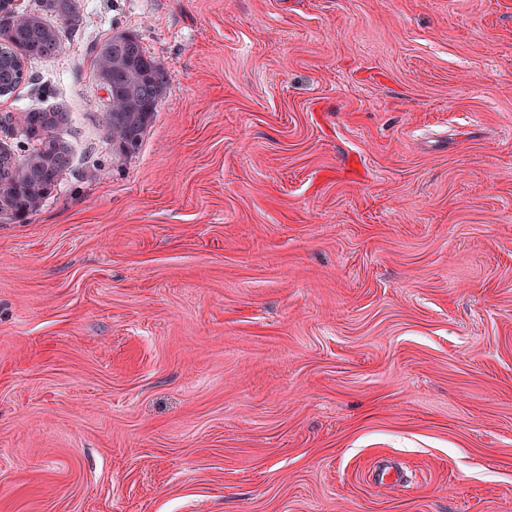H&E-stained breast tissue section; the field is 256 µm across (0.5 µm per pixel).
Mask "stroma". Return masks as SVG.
Returning <instances> with one entry per match:
<instances>
[{"instance_id": "35a3bbf8", "label": "stroma", "mask_w": 512, "mask_h": 512, "mask_svg": "<svg viewBox=\"0 0 512 512\" xmlns=\"http://www.w3.org/2000/svg\"><path fill=\"white\" fill-rule=\"evenodd\" d=\"M81 2L0 98L75 117L0 218V512H512V0ZM112 42L113 51L122 60L121 66L113 64L108 84V112L106 126L111 131V141L117 152L128 156L140 147L150 125L158 99L166 84L167 74L147 54L138 36L128 33L114 34L96 45L92 52L99 79L102 77L99 48ZM134 96L129 101V96ZM112 99V104L110 103Z\"/></svg>"}]
</instances>
